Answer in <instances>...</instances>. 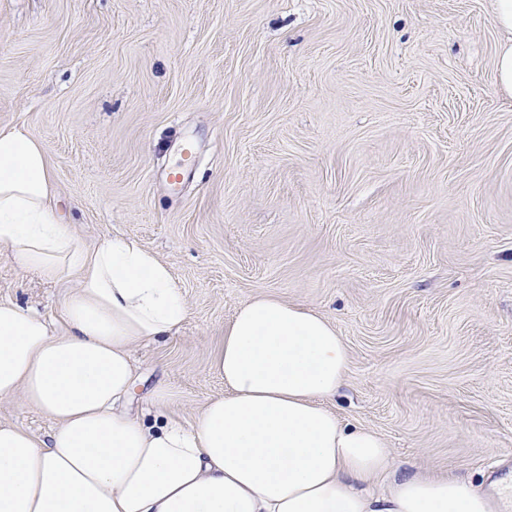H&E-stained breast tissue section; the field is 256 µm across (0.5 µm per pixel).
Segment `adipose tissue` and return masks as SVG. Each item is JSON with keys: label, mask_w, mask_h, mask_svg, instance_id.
<instances>
[{"label": "adipose tissue", "mask_w": 512, "mask_h": 512, "mask_svg": "<svg viewBox=\"0 0 512 512\" xmlns=\"http://www.w3.org/2000/svg\"><path fill=\"white\" fill-rule=\"evenodd\" d=\"M43 145L0 127V245L44 280L76 279L57 319L0 303V398L54 423L0 425V512H501L512 485L399 470L381 437L326 406L348 349L320 313L268 295L237 310L214 357L224 393L193 426L116 407L133 348L188 307L168 265L125 238L88 247L58 217ZM389 479L372 491L371 478Z\"/></svg>", "instance_id": "obj_1"}]
</instances>
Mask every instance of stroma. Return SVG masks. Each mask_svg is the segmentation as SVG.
<instances>
[{
    "label": "stroma",
    "mask_w": 512,
    "mask_h": 512,
    "mask_svg": "<svg viewBox=\"0 0 512 512\" xmlns=\"http://www.w3.org/2000/svg\"><path fill=\"white\" fill-rule=\"evenodd\" d=\"M494 0H0V127L51 160L88 245L154 251L188 317L133 350L137 414L192 425L240 305L327 316L349 352L331 409L403 468L512 475V92ZM190 138L181 190L163 173ZM66 287L0 245V302ZM0 424L43 439L21 398Z\"/></svg>",
    "instance_id": "1"
}]
</instances>
